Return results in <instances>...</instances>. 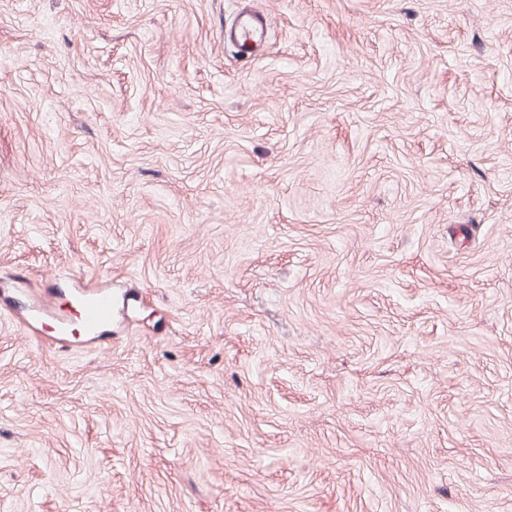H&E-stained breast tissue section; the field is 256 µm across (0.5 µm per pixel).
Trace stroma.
<instances>
[{"mask_svg": "<svg viewBox=\"0 0 512 512\" xmlns=\"http://www.w3.org/2000/svg\"><path fill=\"white\" fill-rule=\"evenodd\" d=\"M53 274L112 334L0 315V512H512V0H0ZM226 37L241 46L258 49L265 39L263 20L254 12L241 11ZM77 325L86 334L102 336L112 323V294L87 287L76 295Z\"/></svg>", "mask_w": 512, "mask_h": 512, "instance_id": "35a3bbf8", "label": "stroma"}]
</instances>
